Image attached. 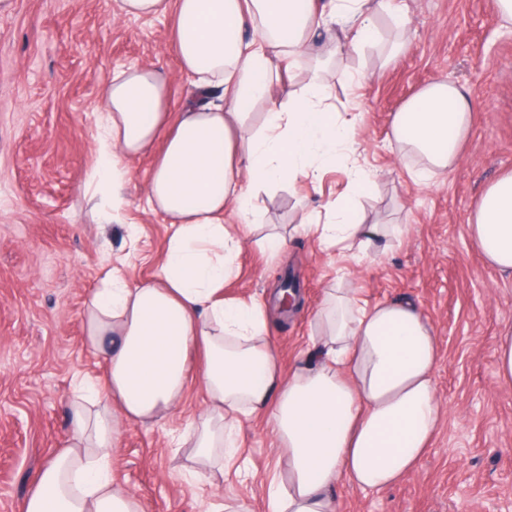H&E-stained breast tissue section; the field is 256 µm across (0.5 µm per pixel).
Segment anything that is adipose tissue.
<instances>
[{"label":"adipose tissue","instance_id":"adipose-tissue-1","mask_svg":"<svg viewBox=\"0 0 512 512\" xmlns=\"http://www.w3.org/2000/svg\"><path fill=\"white\" fill-rule=\"evenodd\" d=\"M380 9L406 26L394 0H120L127 16L174 13L180 69L195 88L174 108L162 70L114 72L100 89L95 163L82 191L97 199L99 223H111L126 204L130 161L156 154L147 199L172 233L155 279L132 285L112 269L86 299L85 343L102 374L74 378L65 449L21 512H142L107 477L119 424L166 418L193 383L206 404L175 447L191 462L220 467L238 453L242 419L267 417L283 461L268 512H339L338 484L381 491L415 471L444 415L439 338L416 306L371 303L338 282L302 360L287 371L263 307L224 296L243 231L226 216L252 219L259 189L342 162L354 194L372 187V173L354 156V124L325 103L327 74L311 73L307 93L279 102L258 129L246 120L268 96L274 60L296 65L332 20L348 25L347 45L361 51L378 37ZM249 23L260 38L245 39ZM470 125L465 92L437 81L396 113L392 132L421 157L420 174L433 176L452 167ZM301 230L326 252L363 253L407 227L361 223L348 198ZM469 231L487 264L512 275V172L483 192Z\"/></svg>","mask_w":512,"mask_h":512}]
</instances>
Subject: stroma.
I'll return each instance as SVG.
<instances>
[{"label": "stroma", "instance_id": "obj_1", "mask_svg": "<svg viewBox=\"0 0 512 512\" xmlns=\"http://www.w3.org/2000/svg\"><path fill=\"white\" fill-rule=\"evenodd\" d=\"M406 31L377 14V41L356 53L319 43L320 60L366 73L361 84L336 78L333 111L353 117L355 154L375 174L361 198L367 223L404 224L402 239L370 250L327 255L312 236L292 232L304 214L324 212L348 191L345 165L314 180L273 187L242 244L225 297L255 301L284 368L294 367L325 292L348 276L372 302L415 304L440 337L438 392L445 414L417 469L385 491L337 487L341 512H512V386L496 377L495 342L512 327V276L485 264L468 232L488 184L512 171V22L497 0H402ZM173 16L134 18L117 0H5L0 5V512H19L68 433L75 376H96L84 344L82 311L105 268L132 284L152 279L171 229L150 209L145 185L153 158L130 163L119 222L98 223L80 191L94 162L99 90L112 72L160 66L179 106L191 79L180 70ZM407 48L391 49L397 41ZM464 87L472 104L469 136L450 171L416 181L419 160L397 143L392 121L435 80ZM284 233L283 249L262 243ZM300 287L301 305L281 313L283 278ZM205 394L189 387L158 424L125 422L112 450L113 477L143 512H197L200 500L233 497L265 512L275 468L268 422L242 420V472L212 483L185 474L184 449L170 437L201 411Z\"/></svg>", "mask_w": 512, "mask_h": 512}]
</instances>
